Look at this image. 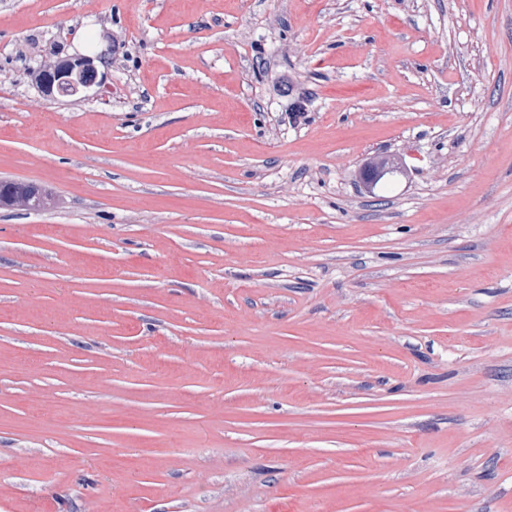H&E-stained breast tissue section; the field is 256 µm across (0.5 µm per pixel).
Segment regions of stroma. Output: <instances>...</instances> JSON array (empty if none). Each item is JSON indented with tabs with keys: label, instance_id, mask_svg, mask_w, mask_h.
I'll use <instances>...</instances> for the list:
<instances>
[{
	"label": "stroma",
	"instance_id": "35a3bbf8",
	"mask_svg": "<svg viewBox=\"0 0 512 512\" xmlns=\"http://www.w3.org/2000/svg\"><path fill=\"white\" fill-rule=\"evenodd\" d=\"M1 179L0 512H512V0H0ZM107 53L76 54L68 56L54 64H46L47 77L43 82L41 91L46 97H54L55 85L58 90L70 88L75 94H86L92 87L99 86L103 75L98 81V64L106 63ZM7 182H11L10 186L14 190L8 195L3 190L0 191V196H2V193L4 195L2 207L23 211H41L50 206L51 199L49 195L37 186L15 181Z\"/></svg>",
	"mask_w": 512,
	"mask_h": 512
}]
</instances>
